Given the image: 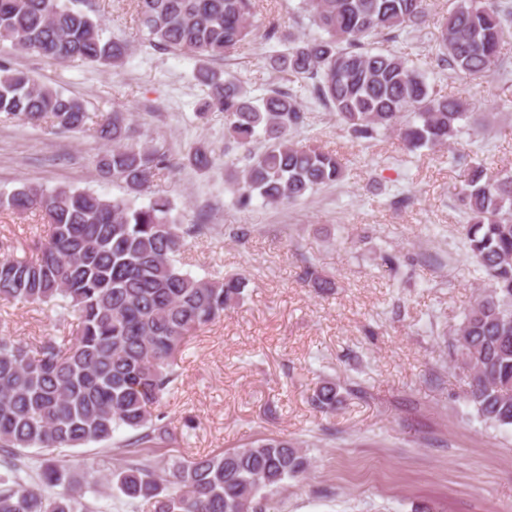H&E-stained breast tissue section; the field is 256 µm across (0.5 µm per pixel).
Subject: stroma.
Returning a JSON list of instances; mask_svg holds the SVG:
<instances>
[{
  "mask_svg": "<svg viewBox=\"0 0 512 512\" xmlns=\"http://www.w3.org/2000/svg\"><path fill=\"white\" fill-rule=\"evenodd\" d=\"M298 2L262 0L256 25L312 35L295 11ZM453 5L430 0V23L418 43L379 38L375 45L431 69L440 94L467 103L460 139L480 144V152L410 153L389 133L358 140L334 112L306 98L307 124L295 139L336 153L347 172L294 205L236 204L224 188V163L240 168L246 160L224 148L223 113L198 114L205 91L194 77L195 59L141 45L129 0L81 4L104 37L133 43L120 69L0 55L81 98L91 119L121 110L138 143L167 148L179 165L154 177L150 195L170 199L179 223L208 227L187 238L185 270L248 280L241 302L201 327L182 352L179 377L160 406L170 439L157 448H124L129 433L122 430L115 447L64 448L58 459L101 479L138 456L219 454L257 438L286 437L298 442L309 467L268 494L266 512H419L425 505L434 512H512V426L478 417L455 342L483 289L457 195L471 164L493 174L512 171V110L502 108L503 97H512V40L502 50L507 70L487 79L435 72L437 23ZM266 50L258 37L211 66L259 97L287 84L264 66ZM199 145L215 158L209 170L186 160ZM104 149L92 128L61 133L0 114V192L28 182L124 196L121 184L99 172ZM240 225L250 229L243 240L231 234ZM43 229L40 213L0 209V259L34 256ZM387 255L399 257L398 272L384 265ZM308 263L333 281L332 294L301 281ZM66 316L59 306L0 300V337L30 346L65 336ZM326 382L341 399L322 412L310 397Z\"/></svg>",
  "mask_w": 512,
  "mask_h": 512,
  "instance_id": "1",
  "label": "stroma"
}]
</instances>
